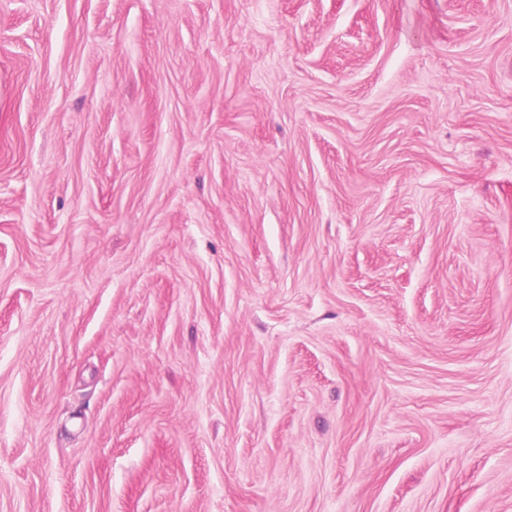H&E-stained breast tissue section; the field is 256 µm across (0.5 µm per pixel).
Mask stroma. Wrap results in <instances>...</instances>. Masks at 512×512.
Returning <instances> with one entry per match:
<instances>
[{
    "label": "stroma",
    "mask_w": 512,
    "mask_h": 512,
    "mask_svg": "<svg viewBox=\"0 0 512 512\" xmlns=\"http://www.w3.org/2000/svg\"><path fill=\"white\" fill-rule=\"evenodd\" d=\"M0 512H512V0H0Z\"/></svg>",
    "instance_id": "1"
}]
</instances>
